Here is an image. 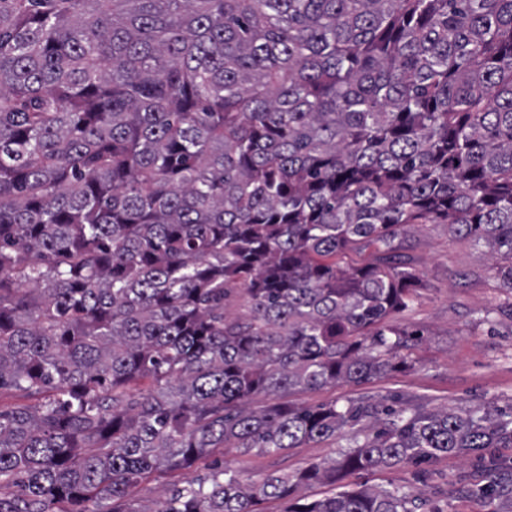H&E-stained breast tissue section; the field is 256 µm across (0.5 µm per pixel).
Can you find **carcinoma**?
<instances>
[{"label":"carcinoma","instance_id":"cac0c4a2","mask_svg":"<svg viewBox=\"0 0 512 512\" xmlns=\"http://www.w3.org/2000/svg\"><path fill=\"white\" fill-rule=\"evenodd\" d=\"M409 224L485 241L512 288V0H0V393L34 401L0 406V512H416L342 481L511 448L512 409L288 399L407 366ZM360 423L328 466L215 458ZM178 479L180 477L178 478L177 475L168 473H157L150 476L135 488L132 495L134 507H152L154 503L163 501L169 496L173 483Z\"/></svg>","mask_w":512,"mask_h":512}]
</instances>
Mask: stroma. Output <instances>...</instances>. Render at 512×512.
I'll return each mask as SVG.
<instances>
[{
    "instance_id": "obj_1",
    "label": "stroma",
    "mask_w": 512,
    "mask_h": 512,
    "mask_svg": "<svg viewBox=\"0 0 512 512\" xmlns=\"http://www.w3.org/2000/svg\"><path fill=\"white\" fill-rule=\"evenodd\" d=\"M400 252L420 281L411 307L393 318L398 326L421 333L419 343L403 349L405 369L358 386L342 385L293 394L294 403L311 406L335 400L377 399L395 395L412 407H450L477 412L512 406V308L507 288L484 244L449 233L444 224H413L398 237ZM337 439L310 442L277 455L228 448L224 463L245 481L268 473L294 472L331 461ZM512 466V448H498L491 461L441 456L421 465L376 469L358 475L361 484L400 485L420 498V512H486L471 484L490 464Z\"/></svg>"
}]
</instances>
